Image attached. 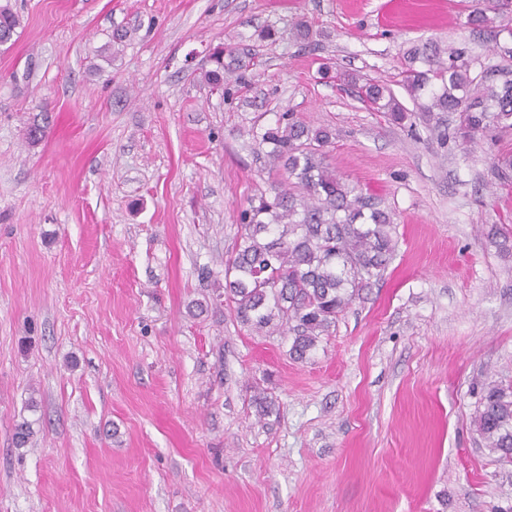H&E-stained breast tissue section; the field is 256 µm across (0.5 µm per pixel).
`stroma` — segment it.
Here are the masks:
<instances>
[{"label":"stroma","mask_w":512,"mask_h":512,"mask_svg":"<svg viewBox=\"0 0 512 512\" xmlns=\"http://www.w3.org/2000/svg\"><path fill=\"white\" fill-rule=\"evenodd\" d=\"M5 4L0 512H512V464L473 426L482 386L512 383V253L488 237L512 218L494 166L512 130L397 124L318 72L405 103L407 50L500 63L512 14L494 38L463 27L464 0ZM221 44L255 54L228 96L204 79ZM287 110L333 130L327 164L398 238L303 362L219 300L239 212L272 181L248 131Z\"/></svg>","instance_id":"obj_1"}]
</instances>
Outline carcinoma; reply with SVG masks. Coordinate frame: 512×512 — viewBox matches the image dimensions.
Returning a JSON list of instances; mask_svg holds the SVG:
<instances>
[{
  "instance_id": "obj_1",
  "label": "carcinoma",
  "mask_w": 512,
  "mask_h": 512,
  "mask_svg": "<svg viewBox=\"0 0 512 512\" xmlns=\"http://www.w3.org/2000/svg\"><path fill=\"white\" fill-rule=\"evenodd\" d=\"M512 13V0H483L467 8L464 25L496 28V19ZM20 19L0 6V45L9 43ZM251 50H213L214 68L204 78L216 88L245 79ZM465 47H448V61L428 45L410 49L399 83L412 100L427 98L420 111L448 112L458 121L456 137L471 142L478 135L512 129V80L494 84L503 71L480 66L471 73ZM342 86H356L363 102L401 123L407 108L386 85L357 86L350 73ZM252 139L269 147L271 168L286 175L241 210L243 228L234 252L224 261V298L237 317L258 332L291 338L289 356L310 358L318 339L330 333L359 291L379 282L397 247L396 227L388 213L338 177L324 162L323 148L333 132L312 127L293 112H281L274 125L252 127ZM473 424L485 447L512 461V386L483 388Z\"/></svg>"
}]
</instances>
